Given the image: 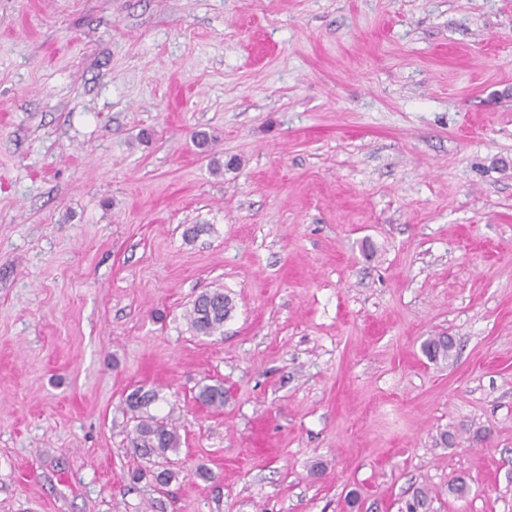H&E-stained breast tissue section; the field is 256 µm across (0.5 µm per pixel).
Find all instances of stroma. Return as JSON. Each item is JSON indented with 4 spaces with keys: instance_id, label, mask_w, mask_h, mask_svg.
<instances>
[{
    "instance_id": "35a3bbf8",
    "label": "stroma",
    "mask_w": 512,
    "mask_h": 512,
    "mask_svg": "<svg viewBox=\"0 0 512 512\" xmlns=\"http://www.w3.org/2000/svg\"><path fill=\"white\" fill-rule=\"evenodd\" d=\"M138 387L178 454L130 448ZM419 485L512 512V0H0V512ZM234 304L223 291L215 290L199 295L187 317L193 330L201 336L222 334L224 322L231 318Z\"/></svg>"
}]
</instances>
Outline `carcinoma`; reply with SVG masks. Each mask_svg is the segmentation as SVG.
I'll return each mask as SVG.
<instances>
[{
    "mask_svg": "<svg viewBox=\"0 0 512 512\" xmlns=\"http://www.w3.org/2000/svg\"><path fill=\"white\" fill-rule=\"evenodd\" d=\"M234 304L231 297L220 290L199 295L193 302L187 317L193 330L201 336H214L223 333L224 322L231 318ZM427 357L437 361L450 357L448 337L433 336L423 343ZM159 399V391L140 388L133 390L125 398L127 410L136 421L131 446L140 455L164 457L176 453L181 447L178 427L169 417L159 418L150 413V407ZM196 399L208 406H224V384L221 381L203 384ZM430 492L420 486L414 489L411 499L405 503V512H428Z\"/></svg>",
    "mask_w": 512,
    "mask_h": 512,
    "instance_id": "cac0c4a2",
    "label": "carcinoma"
}]
</instances>
